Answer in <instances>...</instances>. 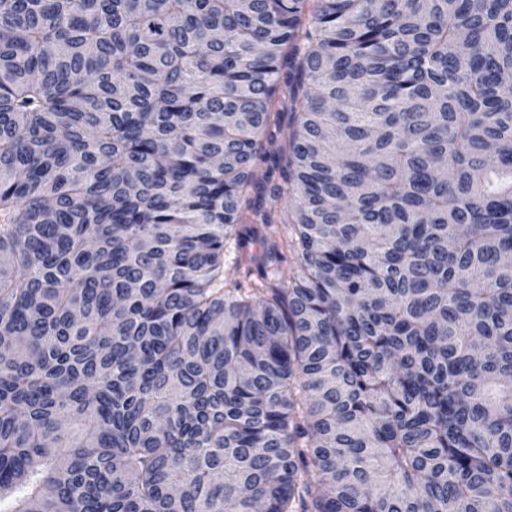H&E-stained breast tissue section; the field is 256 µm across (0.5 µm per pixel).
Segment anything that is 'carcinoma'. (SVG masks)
Here are the masks:
<instances>
[{"instance_id": "obj_1", "label": "carcinoma", "mask_w": 512, "mask_h": 512, "mask_svg": "<svg viewBox=\"0 0 512 512\" xmlns=\"http://www.w3.org/2000/svg\"><path fill=\"white\" fill-rule=\"evenodd\" d=\"M510 256L512 0H0V512H512Z\"/></svg>"}]
</instances>
